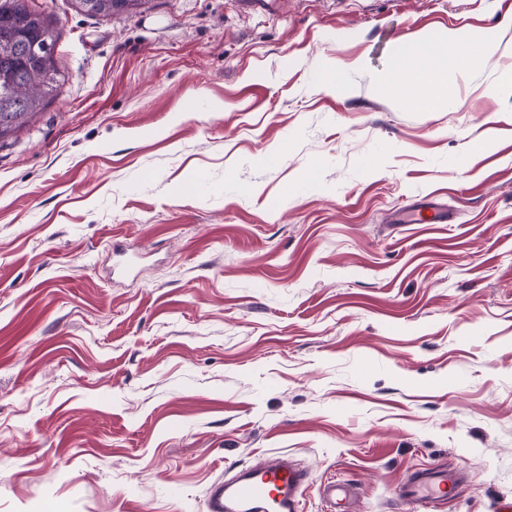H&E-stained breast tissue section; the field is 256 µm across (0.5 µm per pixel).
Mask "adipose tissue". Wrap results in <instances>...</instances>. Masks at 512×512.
Here are the masks:
<instances>
[{
	"label": "adipose tissue",
	"instance_id": "obj_1",
	"mask_svg": "<svg viewBox=\"0 0 512 512\" xmlns=\"http://www.w3.org/2000/svg\"><path fill=\"white\" fill-rule=\"evenodd\" d=\"M460 48L466 50L469 61L474 63L487 61L493 52L491 44L469 42L460 30L448 31L437 42L417 38L394 79L395 94L406 106L423 112L447 104L453 99L454 92L446 81L437 76L433 65L439 56Z\"/></svg>",
	"mask_w": 512,
	"mask_h": 512
}]
</instances>
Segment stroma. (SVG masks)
<instances>
[{
	"label": "stroma",
	"mask_w": 512,
	"mask_h": 512,
	"mask_svg": "<svg viewBox=\"0 0 512 512\" xmlns=\"http://www.w3.org/2000/svg\"><path fill=\"white\" fill-rule=\"evenodd\" d=\"M31 4L67 82L0 141V512H203L271 452L303 512L448 463L438 512L512 498V0ZM449 29L494 53L400 106ZM84 2H92V4ZM146 2V0H76V8L87 15L112 19L129 16L143 7ZM460 47L465 48L469 61L474 63L487 61L494 50L490 43L469 42L461 30H448L438 42L420 36L412 43L410 52L400 65L394 79L395 94L406 106L415 107L422 112H431L437 106L447 104L454 98V92L448 89V82L437 76L432 65L440 55H447L448 51ZM402 214L405 224H450L453 221L451 213L438 206H431L427 210L411 208ZM324 495L331 503L330 512H354L349 507V501L353 496V490L347 483L336 481L324 488Z\"/></svg>",
	"instance_id": "obj_1"
}]
</instances>
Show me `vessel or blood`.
<instances>
[{
  "instance_id": "1",
  "label": "vessel or blood",
  "mask_w": 512,
  "mask_h": 512,
  "mask_svg": "<svg viewBox=\"0 0 512 512\" xmlns=\"http://www.w3.org/2000/svg\"><path fill=\"white\" fill-rule=\"evenodd\" d=\"M408 224H449L451 213L442 207L410 209L404 214ZM308 471L281 453L256 464L242 467L230 477L218 479L207 490L205 512H300ZM464 483L455 467L430 468L409 476L398 496L411 512H433L436 504L447 501ZM333 512H352L353 490L336 481L324 488Z\"/></svg>"
}]
</instances>
